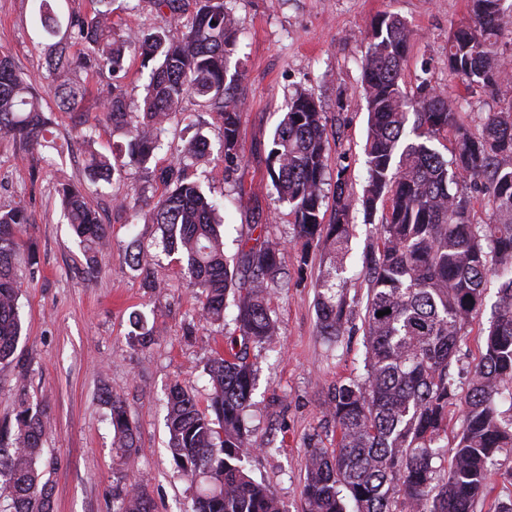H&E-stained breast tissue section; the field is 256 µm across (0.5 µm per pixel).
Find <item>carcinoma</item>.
I'll list each match as a JSON object with an SVG mask.
<instances>
[{
    "label": "carcinoma",
    "mask_w": 512,
    "mask_h": 512,
    "mask_svg": "<svg viewBox=\"0 0 512 512\" xmlns=\"http://www.w3.org/2000/svg\"><path fill=\"white\" fill-rule=\"evenodd\" d=\"M505 0H469V20L448 37V71L470 87L494 90L512 79V55L498 50ZM92 15L74 16L66 41L50 0H41L46 35L48 87L59 107L82 123L85 86L73 72H109L104 112L126 143L111 156L89 150L86 176L108 182L128 168H147L161 146L182 99L193 95L217 113L223 128L224 162L240 159L241 101L230 93L239 72L229 73L238 43V22L224 0H154L160 13L180 21L192 12L187 32L175 39L160 27L130 35L112 26V0H91ZM412 31L398 15L377 20L363 64L368 117L367 182L355 198L347 168L336 172L333 205L325 192L327 118L313 94L288 101L273 135L270 176L280 201L294 215L295 243L303 254L324 252L330 265L316 282L317 329L331 343L354 330L356 311L347 300L341 263L348 248L351 214L361 205L365 223L375 224L363 263L368 292L361 330L365 375L338 380L328 391V414L336 448H311L303 486L305 512H474L492 492L489 476L496 456L512 448V414L497 398L512 396V107L487 113L477 132L458 118L461 104L437 93L426 80L413 90L402 81ZM83 47L74 58L69 48ZM150 68L142 112H129L126 90L116 80L126 57ZM48 123L42 96L0 54V136L28 151L43 146ZM453 137L450 156L438 144ZM207 141H188L159 179L165 191L144 212L161 230L159 246L199 288L201 316L224 320L233 296L238 334L209 360V404L200 408L182 386L166 403L170 452L183 477L196 487L194 512H283L276 495L247 472L245 460L266 443L246 421L255 381L248 353L271 344L277 321L268 285L281 273L277 245L259 237L224 254L223 220L201 185L184 174V161L199 160ZM64 216L80 242L99 244L110 225L70 185L58 189ZM492 215L472 220L474 194ZM380 223H375L376 214ZM30 224L27 210L0 209V363L12 359L23 332L18 306L22 275L14 263ZM130 264L151 276L141 245L132 242ZM499 280L498 300L484 336V351L464 395L463 428L450 448L448 405L457 397L450 373L458 344L485 305L486 283ZM391 310L381 317L377 312ZM111 423L119 449L138 452L137 427L125 402L109 395ZM46 410L21 401L14 425L0 426V500L10 512H52V488L38 463L43 455ZM451 456L439 474L436 461ZM114 512H155L141 481L125 485Z\"/></svg>",
    "instance_id": "obj_1"
}]
</instances>
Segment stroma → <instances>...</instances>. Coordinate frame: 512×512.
<instances>
[{"mask_svg": "<svg viewBox=\"0 0 512 512\" xmlns=\"http://www.w3.org/2000/svg\"><path fill=\"white\" fill-rule=\"evenodd\" d=\"M226 5L240 29L235 54L242 72L235 89L242 101L238 164L226 166L219 155L223 129L216 114L202 111L188 96L181 109L192 114L193 126L169 124L148 169L129 168L110 182L93 184L72 121L47 89L40 0H0V52L9 54L43 94L50 119L48 144L38 151L24 152L11 139L0 138V208L27 207L32 222L23 239L36 256L28 261L21 250L15 257L23 274L18 304L24 334L13 360L0 363V424L14 421L23 398L47 411L42 463L50 471L53 512H113L116 493L126 480L139 477L156 512H193L194 491L167 448L166 393L177 382L199 405H207L206 363L223 350L236 323L231 306L223 323L201 318L198 288L157 248L158 226L138 215L160 196L159 173L172 153L195 134L206 137L208 154L188 172L223 208L227 255L238 252L255 224L265 225L266 239L281 247L282 273L270 285L280 336L276 345L250 352L258 372L248 422L267 446L249 457L246 468L269 486L285 512H303L306 452L336 444L328 389L365 370L361 331L339 344L319 336L314 285L324 265L315 254L302 258L290 208L278 201L272 184L268 154L288 101L303 90L315 94L327 116V181L335 183L337 168L344 166L354 192H361L366 182L367 112L361 87L366 35L380 14L390 12L414 32L402 72L407 87L426 80L448 98L463 100L460 119L475 132L487 112L512 107V82L473 92L448 71V37L466 21L467 0H226ZM112 20L126 31L166 25L152 0H115ZM108 80L105 73L84 79L85 129L102 152L124 142L101 108ZM64 183L82 189L111 226L91 273L83 247L62 217L57 190ZM352 224L343 258L345 291L360 311L368 289L363 252L371 227L359 209L352 213ZM135 238L149 253L152 284H145L126 260V247ZM497 289V280H489L486 304L452 361L459 386H467L480 357ZM138 313L154 331L144 347L131 336ZM108 390L123 397L137 426L141 452L133 459L119 458L113 446L104 399Z\"/></svg>", "mask_w": 512, "mask_h": 512, "instance_id": "obj_1", "label": "stroma"}]
</instances>
